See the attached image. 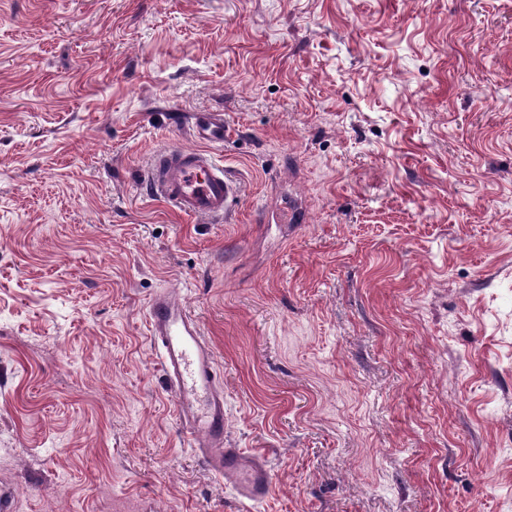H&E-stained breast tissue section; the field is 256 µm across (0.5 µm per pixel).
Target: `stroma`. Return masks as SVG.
<instances>
[{
	"mask_svg": "<svg viewBox=\"0 0 512 512\" xmlns=\"http://www.w3.org/2000/svg\"><path fill=\"white\" fill-rule=\"evenodd\" d=\"M203 112L220 223L141 189ZM161 288L262 503L183 442ZM0 484L15 512H512V0H0ZM192 135L203 143H223L224 115L220 112H209L195 119L192 124Z\"/></svg>",
	"mask_w": 512,
	"mask_h": 512,
	"instance_id": "1",
	"label": "stroma"
}]
</instances>
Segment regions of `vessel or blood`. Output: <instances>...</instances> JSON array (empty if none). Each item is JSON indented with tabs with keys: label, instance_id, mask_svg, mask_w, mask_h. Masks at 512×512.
Instances as JSON below:
<instances>
[{
	"label": "vessel or blood",
	"instance_id": "b4317fda",
	"mask_svg": "<svg viewBox=\"0 0 512 512\" xmlns=\"http://www.w3.org/2000/svg\"><path fill=\"white\" fill-rule=\"evenodd\" d=\"M192 134L203 143L223 142V113L197 117ZM142 185L146 195L163 200L177 211L210 220L223 219L236 194L223 165L209 153L193 148L157 153ZM147 318L150 344L159 357L180 427L192 448L240 500L253 504L264 501L271 491L270 470L264 459L229 447L225 440L224 386L213 349L198 321L168 289L150 298Z\"/></svg>",
	"mask_w": 512,
	"mask_h": 512
}]
</instances>
